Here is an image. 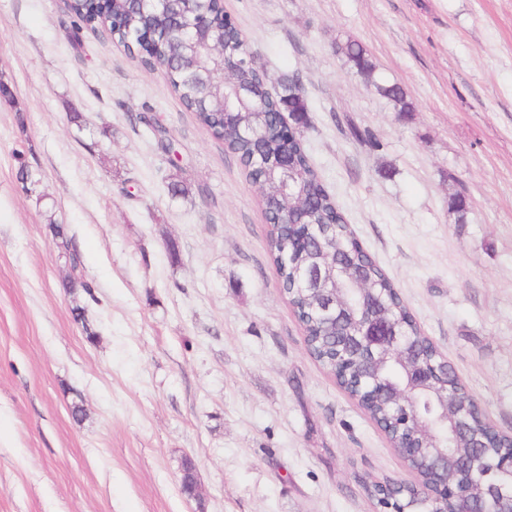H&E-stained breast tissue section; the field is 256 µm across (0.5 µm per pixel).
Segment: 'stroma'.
<instances>
[{
  "label": "stroma",
  "mask_w": 512,
  "mask_h": 512,
  "mask_svg": "<svg viewBox=\"0 0 512 512\" xmlns=\"http://www.w3.org/2000/svg\"><path fill=\"white\" fill-rule=\"evenodd\" d=\"M224 12L270 83L300 79L312 162L357 239L512 432V0ZM350 41L372 80L342 54ZM1 81L0 512H379L369 485L413 481L309 356L258 188L161 72L103 33L73 40L64 0H0ZM391 84L412 112L380 93ZM175 176L188 195L171 196ZM50 212L92 295L68 293Z\"/></svg>",
  "instance_id": "1"
}]
</instances>
